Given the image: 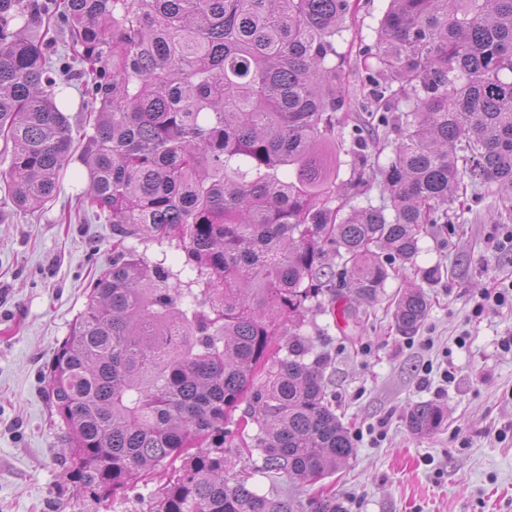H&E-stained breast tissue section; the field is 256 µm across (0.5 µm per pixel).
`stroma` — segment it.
Returning <instances> with one entry per match:
<instances>
[{"label": "stroma", "instance_id": "1", "mask_svg": "<svg viewBox=\"0 0 512 512\" xmlns=\"http://www.w3.org/2000/svg\"><path fill=\"white\" fill-rule=\"evenodd\" d=\"M388 0H359L337 41L349 92L361 84L360 50L373 44ZM85 184L71 160L55 199L30 212L0 193V512H151L167 477L102 500L66 475L67 435L47 393V367L86 304L92 279L112 262V227L84 221ZM453 224L423 230L416 267L400 269L377 302L342 328L326 314L303 328L325 357L327 393L355 453L325 488L348 512H512V305L478 309L483 291L512 284V218L490 219L496 198H468ZM440 276L423 283L421 269ZM422 286L431 307L419 331L400 335L391 301ZM453 379L443 382L442 371ZM447 415L435 433L407 427L412 405Z\"/></svg>", "mask_w": 512, "mask_h": 512}]
</instances>
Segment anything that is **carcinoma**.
<instances>
[{
	"mask_svg": "<svg viewBox=\"0 0 512 512\" xmlns=\"http://www.w3.org/2000/svg\"><path fill=\"white\" fill-rule=\"evenodd\" d=\"M355 6L0 0L17 205L42 209L66 173L73 127L56 89L76 80L94 106L78 206L112 225V264L48 374L80 491L116 493L181 459L153 512H305L227 473L226 425L257 426L237 452H258L262 474L313 486L335 473L355 448L324 361L305 360L308 315L336 316L344 288L376 301L469 187L512 215V0H389L362 52L366 91L351 97L336 41ZM381 129L395 138L381 143ZM373 187L379 204L353 203ZM129 239L175 244L179 267ZM429 309L405 289L396 330L415 335ZM444 421L433 402L406 414L416 435ZM309 506L347 512L330 492Z\"/></svg>",
	"mask_w": 512,
	"mask_h": 512,
	"instance_id": "obj_1",
	"label": "carcinoma"
}]
</instances>
